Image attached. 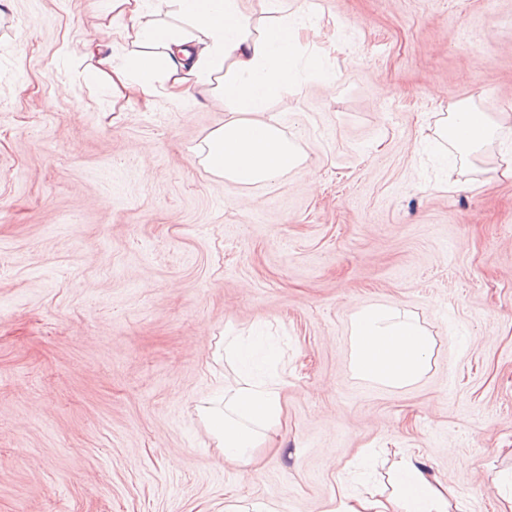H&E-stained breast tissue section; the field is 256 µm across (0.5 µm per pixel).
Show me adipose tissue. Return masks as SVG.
I'll list each match as a JSON object with an SVG mask.
<instances>
[{"label":"adipose tissue","instance_id":"ef3b65f1","mask_svg":"<svg viewBox=\"0 0 512 512\" xmlns=\"http://www.w3.org/2000/svg\"><path fill=\"white\" fill-rule=\"evenodd\" d=\"M266 22L254 24L245 0H109L110 12L126 20L123 40L135 48L132 64L119 63L109 42H88L86 80L120 98L129 94L154 105L157 91L172 101L188 99L200 84L214 87L231 104L224 122L206 138L205 165L225 181L271 182L305 166L306 159L266 110L296 77L301 29L281 5L263 0ZM440 137L455 134L460 160L481 153L512 114L490 117L466 105L443 119ZM435 339L419 320L393 309L369 306L352 322L356 373L401 388L431 366ZM225 353L236 369L233 389L217 388L223 410L203 408L201 420L227 463L250 474L255 448L276 430L288 383L280 376L251 375L254 350L234 337ZM389 494L363 489L337 492L325 512H450L452 485L430 474L420 454H400L389 472Z\"/></svg>","mask_w":512,"mask_h":512}]
</instances>
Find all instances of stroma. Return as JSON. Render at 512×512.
<instances>
[{
  "mask_svg": "<svg viewBox=\"0 0 512 512\" xmlns=\"http://www.w3.org/2000/svg\"><path fill=\"white\" fill-rule=\"evenodd\" d=\"M107 0H11L0 20V512H321L364 448L420 452L458 512L512 486V128L442 171L461 102L512 113V0H284L310 32L268 107L309 157L238 185L199 150L229 107L90 94ZM436 340L389 388L351 370L352 316ZM284 351L286 411L242 477L198 415L225 336Z\"/></svg>",
  "mask_w": 512,
  "mask_h": 512,
  "instance_id": "35a3bbf8",
  "label": "stroma"
}]
</instances>
